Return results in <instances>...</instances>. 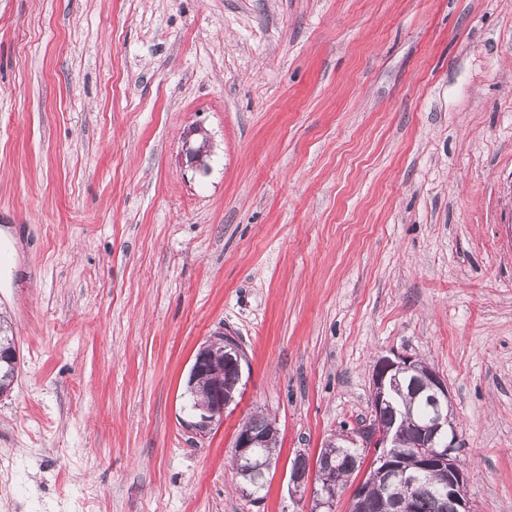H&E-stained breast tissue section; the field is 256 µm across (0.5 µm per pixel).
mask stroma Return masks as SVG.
Listing matches in <instances>:
<instances>
[{"mask_svg": "<svg viewBox=\"0 0 512 512\" xmlns=\"http://www.w3.org/2000/svg\"><path fill=\"white\" fill-rule=\"evenodd\" d=\"M0 315V512H306L292 459L394 355L447 381L473 512H512V0H0ZM209 154L210 145L207 136L203 137L197 146H191L187 140L185 141V158L191 168L205 170L208 167L206 159ZM13 344V336L9 335V328L7 325H4V320L2 321V317L0 316V394L11 389L16 375L17 363L15 359L4 355L6 352L13 349V354L16 361H18V354ZM218 340V338H217ZM217 340L202 345L197 351L193 364L191 366L189 376L192 381L191 386L196 383L198 374L203 368L210 371L211 377V394L208 402L203 406H198L200 413L196 416L195 426L201 432L208 431L215 421L220 420L224 415V410L229 406V402H224V395H232V399L237 391L238 379L242 375L243 364L246 356L243 354L232 341L225 342L224 353L225 358H232L235 361V367L231 362L224 360V357L218 358L220 347H215ZM229 350V351H228ZM228 351V352H226ZM248 423L253 429L259 431H263L268 426L269 427L264 435H259L247 428L244 423L239 429L237 439L235 441L234 452L236 453L237 458L239 460H245L246 462L248 461V464L251 463L249 458L253 453V448H255L256 454L259 455L264 462L272 466L276 455L278 441L277 439H270L278 436V429L273 422H270V425H268V418L260 414H254L249 417ZM265 444L266 447L263 448Z\"/></svg>", "mask_w": 512, "mask_h": 512, "instance_id": "1", "label": "stroma"}]
</instances>
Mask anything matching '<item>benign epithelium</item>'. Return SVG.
Returning a JSON list of instances; mask_svg holds the SVG:
<instances>
[{"mask_svg":"<svg viewBox=\"0 0 512 512\" xmlns=\"http://www.w3.org/2000/svg\"><path fill=\"white\" fill-rule=\"evenodd\" d=\"M210 154L208 138L192 146L185 143V158L187 164L196 170L208 167L206 162ZM215 341L202 345L197 351L189 376L196 381L202 369L210 371L211 394L208 402L198 407L195 426L202 432L208 431L215 421L221 419L229 402L224 400V358L235 360L237 372H242L246 356L232 341L225 342V357L215 354ZM406 376L411 379L412 387L422 394L433 412L429 421L423 426V441L419 446V473L423 474L435 468H448V491L439 492V502L449 504L453 512H472L467 495L466 476L457 459L459 448V431L454 420L448 383L441 378L431 366H425L420 371L415 360L411 357L388 356L378 358L372 369V407L373 414L387 411L392 405V392L399 385V378ZM278 436L275 424H270L266 433L257 434L241 426L235 441L234 452L240 460H249L253 449L262 448L266 442ZM401 426H378L370 434L360 431L354 434H342L331 438L328 448H357L369 447L371 458L367 471L372 473V479L381 483L391 496V512H408L405 506L417 500L418 479L408 478V468L404 456L397 454L400 446ZM351 476L336 479V485L325 484L321 492L311 496L308 512H331L336 496L349 483Z\"/></svg>","mask_w":512,"mask_h":512,"instance_id":"obj_1","label":"benign epithelium"}]
</instances>
